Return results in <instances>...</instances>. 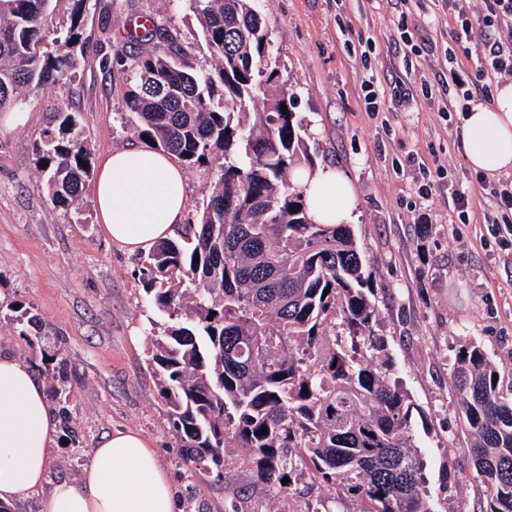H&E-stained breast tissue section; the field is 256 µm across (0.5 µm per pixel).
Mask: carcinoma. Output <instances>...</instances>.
Segmentation results:
<instances>
[{"mask_svg":"<svg viewBox=\"0 0 512 512\" xmlns=\"http://www.w3.org/2000/svg\"><path fill=\"white\" fill-rule=\"evenodd\" d=\"M66 2L68 21H56ZM88 0H0V112L26 94L62 85L88 51ZM212 69L195 72L172 20L148 34L164 53L124 64L123 94L139 136L186 168L219 174L194 224L164 240L141 270L144 290L170 324L152 334L149 364L190 475L224 480V449L243 448L254 483L290 491L298 465L366 503L362 512H433L414 452L413 404L377 355L379 309L348 224H316L290 178L309 159L297 95L278 83L275 57L253 0H190ZM287 110H282V106ZM38 148L48 197L68 211L91 158L77 115L58 110ZM16 320L41 342L38 314ZM48 390L62 405L67 361ZM486 350L459 346L452 384L474 436L489 512H512V396ZM268 433L257 434L261 428Z\"/></svg>","mask_w":512,"mask_h":512,"instance_id":"1","label":"carcinoma"}]
</instances>
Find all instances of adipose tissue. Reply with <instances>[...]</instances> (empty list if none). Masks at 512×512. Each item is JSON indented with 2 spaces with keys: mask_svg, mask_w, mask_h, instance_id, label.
<instances>
[{
  "mask_svg": "<svg viewBox=\"0 0 512 512\" xmlns=\"http://www.w3.org/2000/svg\"><path fill=\"white\" fill-rule=\"evenodd\" d=\"M458 136L472 170L491 178L511 171L512 83L496 88L491 105L466 112ZM293 181L315 223H347L354 188L336 169H299ZM182 183L171 155L147 147L112 151L94 185L104 235L130 252L169 238L187 209ZM58 446L43 381L24 361L0 355V500L40 493L42 512H179L171 479L140 431H112L77 478L51 484L48 465Z\"/></svg>",
  "mask_w": 512,
  "mask_h": 512,
  "instance_id": "1",
  "label": "adipose tissue"
}]
</instances>
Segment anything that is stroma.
<instances>
[{"instance_id": "1", "label": "stroma", "mask_w": 512, "mask_h": 512, "mask_svg": "<svg viewBox=\"0 0 512 512\" xmlns=\"http://www.w3.org/2000/svg\"><path fill=\"white\" fill-rule=\"evenodd\" d=\"M273 42L279 80L297 93L296 117L310 132L315 167H333L354 187L351 228L373 275L380 317L375 327L392 372L419 413L412 432L426 467L425 490L436 512H486L489 489L477 475L472 438L451 383L461 341L490 353L500 388L512 392V255L489 235V202L464 161L456 127L426 99L423 80L476 58L448 35L442 0H410L409 24L424 26L432 49L405 56L395 42L393 0H257ZM168 17L193 44L191 63H215L187 0H89L83 35L92 49L66 86L30 92L11 127H0V353L50 379L47 356L63 349L74 376L64 399L81 433H60L48 477L71 479L92 448L115 429L151 438L181 493L183 512H313L319 500L336 512L359 501L300 470L296 488L276 495L251 486L245 453H224V479L188 476L149 364L150 329L159 314L140 275L143 253L105 238L92 188L70 211L53 208L36 149L58 106L75 112L92 165L108 152L141 145L123 103L122 60L160 50L158 40L132 35L135 17ZM374 78L384 93L404 82L413 97L401 110L364 109L361 85ZM446 168L448 178L437 171ZM468 186L474 204L460 223L449 183ZM429 185L421 195V185ZM32 306L44 322L39 346L28 347L10 308Z\"/></svg>"}]
</instances>
